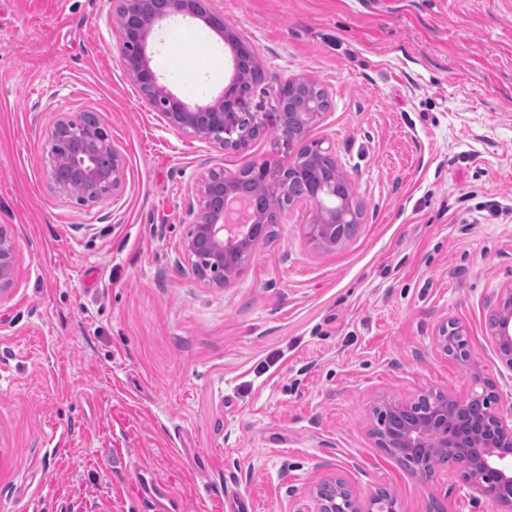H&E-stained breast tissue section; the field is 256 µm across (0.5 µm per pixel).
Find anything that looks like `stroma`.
I'll return each instance as SVG.
<instances>
[{
  "label": "stroma",
  "mask_w": 512,
  "mask_h": 512,
  "mask_svg": "<svg viewBox=\"0 0 512 512\" xmlns=\"http://www.w3.org/2000/svg\"><path fill=\"white\" fill-rule=\"evenodd\" d=\"M268 73L303 75L330 107L331 143L363 206L332 251L285 211L231 280L179 261L206 169L288 162L270 84L241 107L262 132L222 152L161 124L118 51L111 0H0V224L17 283L0 300V512H307L318 482L402 512H495L462 473L420 482L377 448L375 407L490 383L512 407V370L489 336L512 283V0H215ZM206 31L207 44L193 36ZM152 65L196 105L232 74L198 19L161 23ZM93 113L126 166L117 199L58 194L46 134ZM466 325L472 366L437 351ZM205 468H197L198 458ZM148 469L162 505L137 490Z\"/></svg>",
  "instance_id": "obj_1"
}]
</instances>
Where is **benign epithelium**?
<instances>
[{
    "label": "benign epithelium",
    "instance_id": "obj_1",
    "mask_svg": "<svg viewBox=\"0 0 512 512\" xmlns=\"http://www.w3.org/2000/svg\"><path fill=\"white\" fill-rule=\"evenodd\" d=\"M112 10L121 34L119 52L125 71L139 88L144 105L165 126L222 151H238L260 134L247 113L240 111V102L255 84L268 79L275 84L276 129L296 144L286 164L249 160L231 172L213 166L201 177L195 187L198 208L179 248L180 260L199 280L224 287L255 244L268 236L267 210L279 204V216L297 204L334 199L338 177L346 188L343 203L313 213L305 236L325 250L348 241L352 226L360 223L361 205L341 170L331 179L322 176L321 162L334 160L332 147L309 140L310 130L323 120L325 111L313 110L308 93L318 90L326 97L323 86L303 76L282 79L266 72L252 80L248 72L261 68L256 54H237L229 85L210 101L190 106L160 82L147 52L148 38L155 26L172 17L215 18L207 0H112ZM48 141L53 147L49 177L57 193L69 195L74 185L83 184L93 196L79 198L77 203L87 207L122 193L124 158L107 133L87 123L84 114H62ZM245 180L270 186L266 195L250 198L253 221L247 224L227 211V197L245 192ZM16 257L15 235L10 225L1 224L0 300L15 286ZM490 336L501 362L512 369V283L500 289L490 305ZM436 348L459 362L471 360L469 336L459 321L438 328ZM381 410L384 419L372 429L376 446L397 458L416 452L429 457V467L413 471L419 481L429 482L442 456L452 453L468 475L472 492L491 501L499 512H512V407L497 406L490 384H484L480 393L463 397L426 392L413 400L387 399ZM311 501L309 512H400L392 493L382 490L363 501L341 478L318 484Z\"/></svg>",
    "mask_w": 512,
    "mask_h": 512
}]
</instances>
